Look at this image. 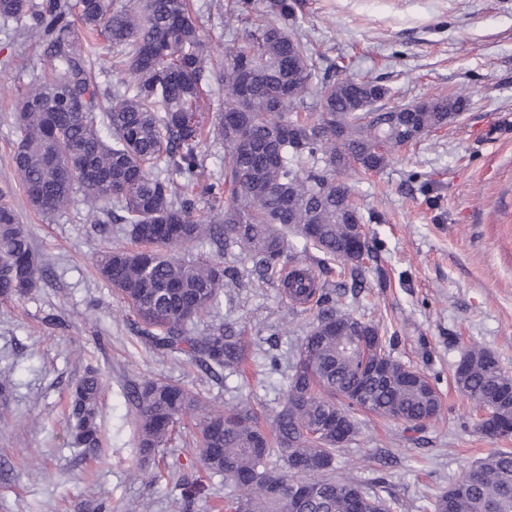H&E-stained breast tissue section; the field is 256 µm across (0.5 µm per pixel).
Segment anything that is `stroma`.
Segmentation results:
<instances>
[{
	"label": "stroma",
	"instance_id": "1",
	"mask_svg": "<svg viewBox=\"0 0 512 512\" xmlns=\"http://www.w3.org/2000/svg\"><path fill=\"white\" fill-rule=\"evenodd\" d=\"M214 51L241 43L247 24L225 22L220 0H190ZM296 37L321 54L316 76L372 79L405 105L467 88L465 110L448 126L394 153L377 171L360 167L344 178L366 217L373 259L364 287L351 288L350 269L304 252L326 287L341 289L344 310L378 324L394 358L425 373L441 401L437 420L416 429L376 416L342 445L336 475L396 500L394 512H434L438 497L475 461L512 437L492 439L476 427L478 413L453 383L464 351L490 350L512 374V0H293ZM29 57L33 70L9 67ZM51 61L31 42L0 28V187L13 181L14 100L33 73ZM12 203L34 251L51 272L22 300L0 301V512H224L227 489L202 475L192 504L181 479L198 455L196 419L183 417L155 456L140 461L130 384L164 379L196 393L216 410L243 400L264 415L282 406L289 366L316 316L291 304L278 280H263L249 264L222 256L234 285L218 308L198 318L246 329L252 342L244 375L216 381L183 360L161 356L137 338L134 319L102 280L94 258L126 245L118 224L87 220L82 199L43 215L15 191ZM103 381L98 456L71 447L65 405L87 368Z\"/></svg>",
	"mask_w": 512,
	"mask_h": 512
}]
</instances>
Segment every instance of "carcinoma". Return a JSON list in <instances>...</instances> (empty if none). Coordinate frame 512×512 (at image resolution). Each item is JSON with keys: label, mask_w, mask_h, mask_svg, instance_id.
<instances>
[{"label": "carcinoma", "mask_w": 512, "mask_h": 512, "mask_svg": "<svg viewBox=\"0 0 512 512\" xmlns=\"http://www.w3.org/2000/svg\"><path fill=\"white\" fill-rule=\"evenodd\" d=\"M253 0H226L224 14L243 21ZM0 21L44 47L54 72L34 76L15 100L11 164L17 186L43 214L66 209L76 193L94 222L126 225L139 247L106 248L99 276L137 318L140 340L153 351L184 356L221 378L242 364L245 341L220 324L203 336L187 325L218 304L229 287L213 259L187 261L177 250L201 241L218 254L234 250L265 279L280 272L288 233L357 271L351 247L372 258L356 237L354 165L386 166L399 149L443 128L462 112L463 94L428 99L429 108L383 103L389 89L370 80L326 77L313 83L308 44L292 36L290 0H267L245 39L214 57L189 0H0ZM125 75L106 101L91 77L90 57ZM224 85V106L209 133L224 145V168L206 169L200 123L211 83ZM206 178V211L188 194ZM0 189V300H20L47 275L26 225ZM294 305L317 315L287 375L284 403L261 422L248 402L213 411L189 389L161 379L126 392L143 455L158 451L187 413L199 418L202 468L224 478V512H392L390 501L333 475L336 451L358 433L355 414L413 427L441 409L435 386L383 351L384 371L366 380L376 357L356 344L379 335L370 322L339 310L336 292L318 288L308 269L282 281ZM458 392L492 412L478 429L512 435V376L484 347L472 345L456 365ZM102 382L90 369L70 394V444L101 451ZM435 512H512V451L489 453L436 501Z\"/></svg>", "instance_id": "obj_1"}]
</instances>
